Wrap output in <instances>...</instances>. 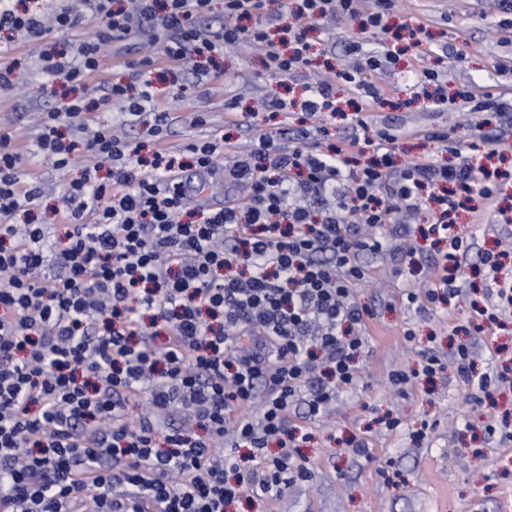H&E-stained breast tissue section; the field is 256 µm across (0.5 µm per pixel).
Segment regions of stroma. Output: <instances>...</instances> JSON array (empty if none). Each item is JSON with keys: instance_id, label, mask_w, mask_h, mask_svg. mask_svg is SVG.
Here are the masks:
<instances>
[{"instance_id": "obj_1", "label": "stroma", "mask_w": 512, "mask_h": 512, "mask_svg": "<svg viewBox=\"0 0 512 512\" xmlns=\"http://www.w3.org/2000/svg\"><path fill=\"white\" fill-rule=\"evenodd\" d=\"M449 20H442L441 11ZM393 27L425 24L427 32L418 47L405 53L387 99L366 107V136H375L380 123L394 119L410 128H444L467 124L469 116L451 112L416 95L408 70L417 60L446 71L451 85H463L491 74L498 85L512 86V72L497 73L500 60L512 58V33L497 31L492 16L472 15L466 0H400L390 19ZM107 30L106 18L86 23L73 33H53L42 46L11 42L0 32V64H16L19 86L0 89V127L18 131L21 146L32 154L39 177L40 213L43 223L55 221L68 182L79 178L80 167L68 172L55 169L51 157L40 153L34 138V117L60 106L63 82L36 64L40 50L67 48L72 39L94 37ZM467 37L465 61L448 55L453 35ZM309 39L314 49L330 50L335 66L349 60L351 45L360 51H379L377 41H359L356 25L333 29L314 28ZM320 64L285 81L272 79L259 54L246 46L225 50L223 58L209 69L204 82L194 74L180 75L177 83L161 86L177 121L168 138L170 144L222 137L242 142L245 137L271 130L292 137L307 120L299 112H264L261 103L277 98L298 97L307 91ZM236 100L228 112L224 103ZM205 113L202 124H190L189 110ZM461 225L472 236L471 265H479L484 253L497 248L500 239L512 238L511 224H472L461 214ZM413 258L390 253L365 252L360 256L369 273L367 284L356 290L360 306L366 307L368 343L359 364L364 388L342 391L328 416L309 423V438L300 450L313 474L277 498L245 497L227 512H512V436L505 431L488 432L487 424L497 410L512 409V386L493 392V403H477L456 371L453 356L457 343L470 347L479 373L496 375L512 363V322L496 331L475 332L480 316L471 301L448 307L407 305L405 287L415 280L409 260L420 265L436 258L432 237H417ZM413 339H406V329ZM444 365L433 378L423 376L395 385L394 371L419 369L428 356ZM399 427H392V420ZM368 444V456L357 455V440Z\"/></svg>"}]
</instances>
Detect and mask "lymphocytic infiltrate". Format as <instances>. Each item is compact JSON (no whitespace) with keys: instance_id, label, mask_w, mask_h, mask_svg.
I'll return each mask as SVG.
<instances>
[{"instance_id":"obj_1","label":"lymphocytic infiltrate","mask_w":512,"mask_h":512,"mask_svg":"<svg viewBox=\"0 0 512 512\" xmlns=\"http://www.w3.org/2000/svg\"><path fill=\"white\" fill-rule=\"evenodd\" d=\"M212 2L71 0L49 19L0 0V30L37 44L103 16L113 40L153 46L138 62L148 75L245 43L286 79L309 66L314 26L356 19L365 36L384 37L396 8V0H279L292 20L285 50L268 0H224L216 30L200 24ZM103 46L73 41L43 56L41 68L88 87ZM396 53L391 45L357 56L310 85L298 107L322 133L313 147L304 135L288 144L271 131L245 145L217 137L169 145L168 115L148 77L42 113L41 152L58 170L83 167L51 230L31 218L38 178L18 136L0 131V512H226L241 497H277L310 477L288 417L301 405L315 419L363 380L366 323L354 288L368 275L359 254L397 250L414 237L412 218L428 213L448 249L404 296L444 304L463 295L470 248L458 210L476 224L489 213L512 223L498 206L512 167L493 164L512 155V94L497 86L435 97L497 118L489 130L470 126L466 145L434 128L386 127L372 140L358 133L359 112L354 134H327L337 86L382 101L386 88L372 77ZM102 104L117 109L118 127L96 122ZM137 125L148 142L123 134ZM411 134L446 143L456 163L396 165V143ZM219 169L223 206L188 220V199L209 191ZM172 413L181 426L160 429L159 416ZM272 441L279 451L270 456Z\"/></svg>"}]
</instances>
